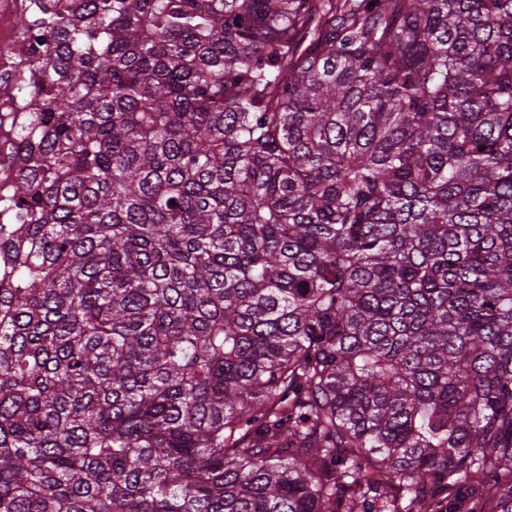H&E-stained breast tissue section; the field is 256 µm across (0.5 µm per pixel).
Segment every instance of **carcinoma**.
Returning a JSON list of instances; mask_svg holds the SVG:
<instances>
[{
	"label": "carcinoma",
	"mask_w": 512,
	"mask_h": 512,
	"mask_svg": "<svg viewBox=\"0 0 512 512\" xmlns=\"http://www.w3.org/2000/svg\"><path fill=\"white\" fill-rule=\"evenodd\" d=\"M33 2L0 512H512V0Z\"/></svg>",
	"instance_id": "cac0c4a2"
}]
</instances>
